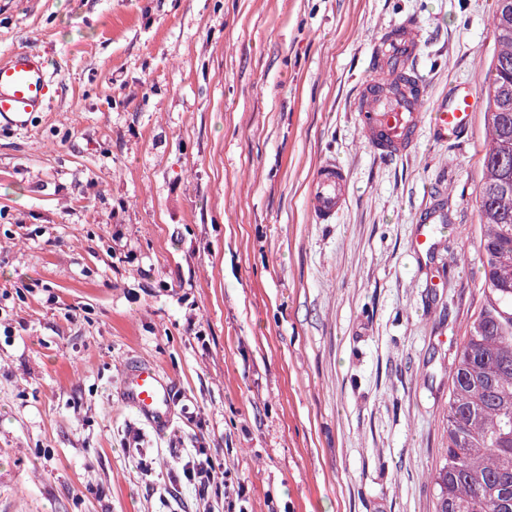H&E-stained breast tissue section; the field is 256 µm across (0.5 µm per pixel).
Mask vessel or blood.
Listing matches in <instances>:
<instances>
[{"mask_svg": "<svg viewBox=\"0 0 512 512\" xmlns=\"http://www.w3.org/2000/svg\"><path fill=\"white\" fill-rule=\"evenodd\" d=\"M419 42L413 24L403 22L379 32L371 42L372 70L362 80L356 109L360 130L368 146L379 156L392 158L411 152L424 117L426 88L413 68ZM47 70L36 56L17 52L0 62V125L24 126L27 115L44 103ZM478 96L469 83L454 85L448 100L432 113L439 136L459 138L477 108ZM348 198V176L333 160L319 163L312 176L308 205L316 223H334ZM443 211L426 214L410 242L414 252L430 250L436 225L446 223ZM120 397L155 430L171 419L174 386L153 364L139 362L123 373Z\"/></svg>", "mask_w": 512, "mask_h": 512, "instance_id": "vessel-or-blood-1", "label": "vessel or blood"}]
</instances>
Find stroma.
Listing matches in <instances>:
<instances>
[{"mask_svg":"<svg viewBox=\"0 0 512 512\" xmlns=\"http://www.w3.org/2000/svg\"><path fill=\"white\" fill-rule=\"evenodd\" d=\"M494 0H0V59L41 56V112L0 131V512H433L448 374L481 280L475 112L410 155L352 99L415 24L434 107L482 83ZM335 223L307 207L323 159ZM448 215L427 255L408 244ZM175 387L163 432L126 365ZM217 474L199 492L198 452ZM348 198V176L335 160H324L312 176L308 205L313 220L318 224H332L345 207ZM419 229L410 242V248L417 253L429 251L432 247V239L435 228L432 224H444L447 222L446 214L440 210L430 211L421 221ZM120 397L157 431L163 430L171 419L174 386L151 363L139 362L126 368ZM183 474L188 481H193L200 486L209 484L214 478V464L210 457L196 458L187 461L183 465Z\"/></svg>","mask_w":512,"mask_h":512,"instance_id":"35a3bbf8","label":"stroma"}]
</instances>
